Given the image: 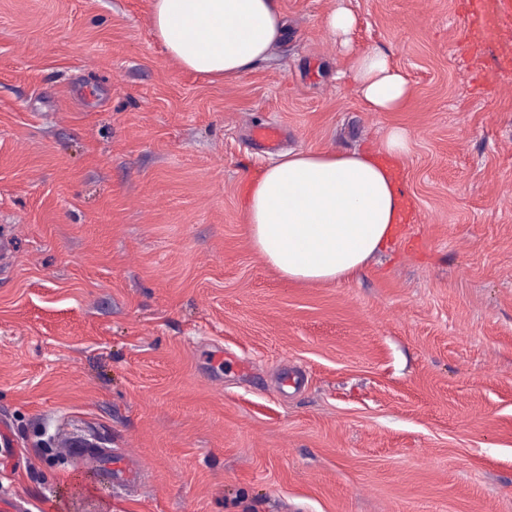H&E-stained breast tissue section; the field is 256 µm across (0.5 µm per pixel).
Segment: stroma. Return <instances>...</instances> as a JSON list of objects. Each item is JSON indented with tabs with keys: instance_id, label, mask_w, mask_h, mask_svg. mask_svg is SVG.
Instances as JSON below:
<instances>
[{
	"instance_id": "stroma-1",
	"label": "stroma",
	"mask_w": 512,
	"mask_h": 512,
	"mask_svg": "<svg viewBox=\"0 0 512 512\" xmlns=\"http://www.w3.org/2000/svg\"><path fill=\"white\" fill-rule=\"evenodd\" d=\"M460 0H346L412 86L370 112L322 20L279 0L232 82L170 58L151 0H0V497L32 512H512V63ZM282 129L276 150L251 125ZM405 128L414 218L350 278L284 279L252 177ZM298 377L284 385L285 374ZM96 441L130 492L77 467ZM95 447L68 448V452L80 465L102 467L112 473V479L120 486L139 488L145 483L146 473L140 461L123 450Z\"/></svg>"
}]
</instances>
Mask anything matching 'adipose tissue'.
<instances>
[{
    "instance_id": "adipose-tissue-1",
    "label": "adipose tissue",
    "mask_w": 512,
    "mask_h": 512,
    "mask_svg": "<svg viewBox=\"0 0 512 512\" xmlns=\"http://www.w3.org/2000/svg\"><path fill=\"white\" fill-rule=\"evenodd\" d=\"M152 28L184 69L225 81L270 59L287 34L278 0H152ZM323 24L346 55L368 111L395 112L412 90L386 51L352 42L356 18L338 0ZM409 136L391 128L381 146L346 154L288 151L248 183L243 210L252 244L283 278L333 282L387 249L403 193L389 162Z\"/></svg>"
}]
</instances>
